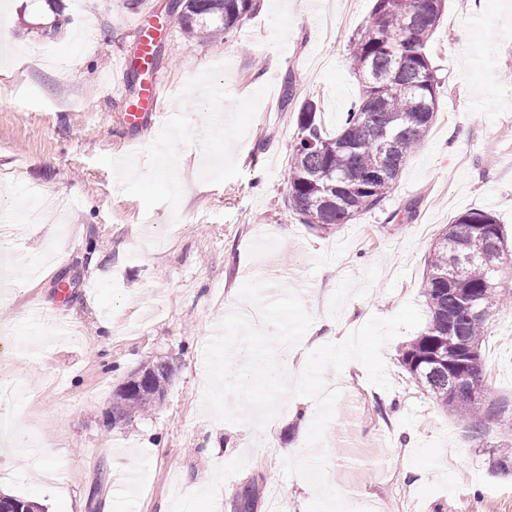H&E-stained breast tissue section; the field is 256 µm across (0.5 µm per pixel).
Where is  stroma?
<instances>
[{"instance_id": "obj_1", "label": "stroma", "mask_w": 512, "mask_h": 512, "mask_svg": "<svg viewBox=\"0 0 512 512\" xmlns=\"http://www.w3.org/2000/svg\"><path fill=\"white\" fill-rule=\"evenodd\" d=\"M170 0H62L83 15L50 33L45 0H16L10 63L0 67V191L12 197L14 265L0 305L11 392L1 407L27 435L0 452V492L45 512H111L113 488L138 473L123 512H232L244 485L254 512H306L313 487L283 472V449L310 455L313 399L286 405L265 428L215 419L202 406L200 358L212 330L257 278L268 252L280 289L295 292L321 342H341L371 316L424 308L421 281L440 231L468 210L495 214L512 234V0H447L431 39L440 82L435 123L381 208L329 234L287 206L288 158L300 103L315 100L336 132L361 94L350 38L374 0H260L228 37L195 41L171 23ZM155 26V62L170 119L125 121L145 80L134 58L136 18ZM467 41H459V30ZM213 86L222 96L210 95ZM184 186L175 193L172 183ZM72 200L26 221L27 190ZM78 326L59 341L55 317ZM482 355L493 397L512 411V296L491 320ZM404 332L381 351L390 389L350 362L321 445L325 477L373 512H512V475L494 473L503 437L472 439L398 362ZM172 360L165 396L112 424L118 385ZM54 478H37L39 447Z\"/></svg>"}]
</instances>
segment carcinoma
<instances>
[{
    "label": "carcinoma",
    "instance_id": "carcinoma-1",
    "mask_svg": "<svg viewBox=\"0 0 512 512\" xmlns=\"http://www.w3.org/2000/svg\"><path fill=\"white\" fill-rule=\"evenodd\" d=\"M255 8L256 0H191L178 20L191 38L209 39L238 29ZM444 8L445 0H375L369 26L351 42L362 96L336 134L324 132L315 101L301 103L288 167V207L300 223L330 233L382 206L437 112L439 85L428 50ZM382 165L386 178H372ZM507 253V234L493 213L455 216L428 257L422 281L426 328L399 351L411 378L476 437L484 436L489 421L512 428V416L486 384L481 353L504 290L496 255ZM461 357L466 374L450 391L448 363ZM113 403L114 423L153 406L148 397L122 388ZM511 456L512 433L497 453L495 472L509 474ZM253 503V488H242L236 512H252Z\"/></svg>",
    "mask_w": 512,
    "mask_h": 512
}]
</instances>
